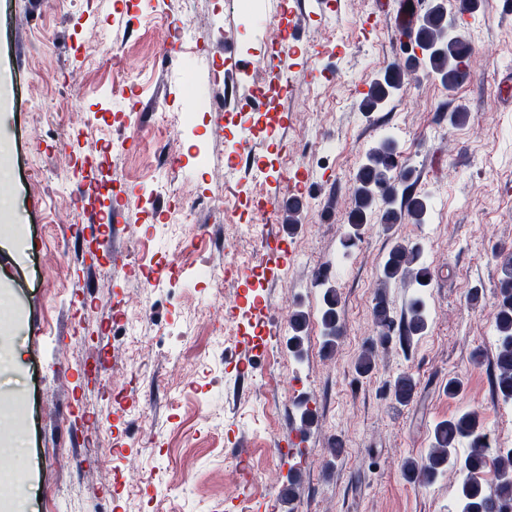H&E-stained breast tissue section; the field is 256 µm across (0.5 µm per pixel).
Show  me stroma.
<instances>
[{
  "mask_svg": "<svg viewBox=\"0 0 512 512\" xmlns=\"http://www.w3.org/2000/svg\"><path fill=\"white\" fill-rule=\"evenodd\" d=\"M391 0H342L340 12L301 10L285 0L279 20L242 19L230 0H0V352L16 368L0 371V494L24 512H456L461 475L448 465L435 482H409L402 465L424 457L435 424L477 410L490 435L512 441V417L489 394L487 340L496 303L499 253L512 249V13L501 0L458 20L478 76L455 90L425 70L383 108L360 102L384 70L401 65L400 36L386 13ZM302 30L289 57L290 110L257 96L267 72L257 67L280 19ZM194 23L209 40L205 58L171 43L174 68L162 64L161 29ZM244 67L225 85L231 64ZM224 104L222 117L197 112V95ZM467 112L451 125L448 114ZM143 134L134 152L111 145ZM397 139L420 171L432 207L427 223L386 228L376 218L344 254L353 176L383 136ZM254 144L241 149L243 138ZM340 151L329 166L324 139ZM290 141L304 154L283 152ZM235 182L256 191L270 179H294L310 166L307 204L289 239L296 251L278 276L262 234L287 213L258 214L259 236L233 259L224 238L233 223H211L207 197L224 193L230 151ZM209 164L199 168L197 155ZM100 176L109 191L88 202ZM139 196L127 224L102 217L123 194ZM196 201V241L215 264L241 276L200 279L179 222L183 200ZM421 243L432 281L428 328L409 352L377 347L369 375L354 364L375 340L372 308L381 266L393 243ZM329 270L341 293L343 330L324 348L320 313ZM480 289L479 304L468 302ZM261 297L266 333L247 341V299ZM304 312L299 349L289 317ZM187 332L179 358L156 345L172 329ZM146 342L135 345L134 337ZM482 360H474V352ZM411 373L417 393L393 410L384 380ZM463 390L449 397V377ZM315 420L281 467L272 439L300 427V403ZM247 441L249 453L234 447ZM340 454L330 451L332 441ZM252 472L243 485L227 466ZM295 472L292 508L273 487Z\"/></svg>",
  "mask_w": 512,
  "mask_h": 512,
  "instance_id": "stroma-1",
  "label": "stroma"
}]
</instances>
